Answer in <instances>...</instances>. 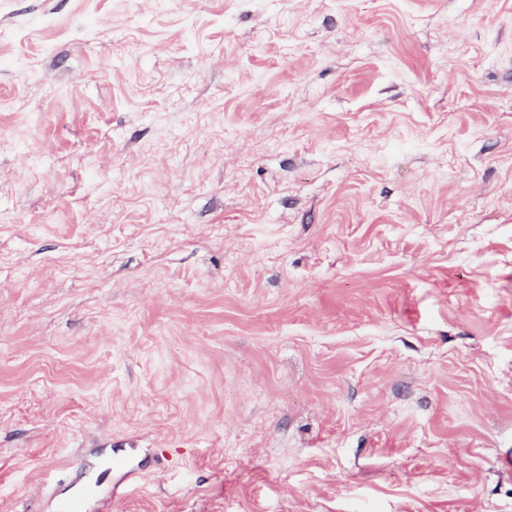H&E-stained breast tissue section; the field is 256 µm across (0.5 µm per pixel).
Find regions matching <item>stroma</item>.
I'll use <instances>...</instances> for the list:
<instances>
[{"mask_svg":"<svg viewBox=\"0 0 512 512\" xmlns=\"http://www.w3.org/2000/svg\"><path fill=\"white\" fill-rule=\"evenodd\" d=\"M509 453L512 0H0V512H512Z\"/></svg>","mask_w":512,"mask_h":512,"instance_id":"stroma-1","label":"stroma"}]
</instances>
